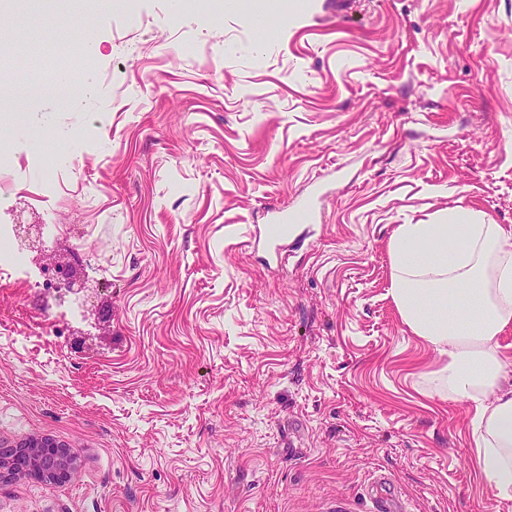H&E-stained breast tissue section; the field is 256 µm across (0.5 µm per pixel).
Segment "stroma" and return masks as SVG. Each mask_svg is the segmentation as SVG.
I'll return each mask as SVG.
<instances>
[{"label":"stroma","instance_id":"35a3bbf8","mask_svg":"<svg viewBox=\"0 0 512 512\" xmlns=\"http://www.w3.org/2000/svg\"><path fill=\"white\" fill-rule=\"evenodd\" d=\"M140 26L127 23L131 6ZM56 0L0 8L11 81L86 46L92 80L0 95V512H512L467 403L392 303L388 241L461 210L512 230V0ZM73 149L54 188L31 160ZM290 216L280 252L272 212ZM92 294L35 288L48 255ZM46 453L54 455L59 461L58 467L50 472H42L36 467H33L35 460ZM20 463H25V466H21ZM13 466L16 468H28L30 470H34L40 476L50 481V483L67 480L71 478L74 472L65 450L62 446L54 444H33L20 449L14 458Z\"/></svg>","mask_w":512,"mask_h":512}]
</instances>
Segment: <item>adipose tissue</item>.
Returning a JSON list of instances; mask_svg holds the SVG:
<instances>
[{
	"label": "adipose tissue",
	"mask_w": 512,
	"mask_h": 512,
	"mask_svg": "<svg viewBox=\"0 0 512 512\" xmlns=\"http://www.w3.org/2000/svg\"><path fill=\"white\" fill-rule=\"evenodd\" d=\"M389 295L403 323L443 359L426 374L441 397L473 405L476 465L494 496L512 498V231L457 212L401 224L388 242Z\"/></svg>",
	"instance_id": "1"
}]
</instances>
